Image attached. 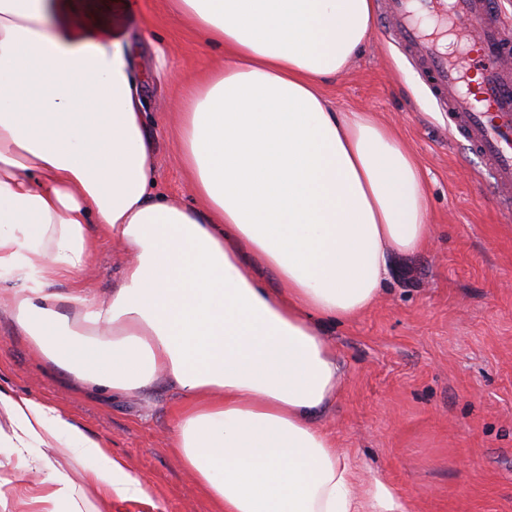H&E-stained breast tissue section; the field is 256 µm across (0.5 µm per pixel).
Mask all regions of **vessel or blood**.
Returning <instances> with one entry per match:
<instances>
[{"label":"vessel or blood","mask_w":512,"mask_h":512,"mask_svg":"<svg viewBox=\"0 0 512 512\" xmlns=\"http://www.w3.org/2000/svg\"><path fill=\"white\" fill-rule=\"evenodd\" d=\"M394 41L445 107L449 129L479 154L504 210L512 209V23L493 0H385ZM435 21V32L422 25ZM454 36L461 52L441 43Z\"/></svg>","instance_id":"vessel-or-blood-1"}]
</instances>
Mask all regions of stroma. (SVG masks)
<instances>
[{"mask_svg":"<svg viewBox=\"0 0 512 512\" xmlns=\"http://www.w3.org/2000/svg\"><path fill=\"white\" fill-rule=\"evenodd\" d=\"M116 23L138 48L133 70L143 79L145 122L156 143V190L185 200L181 89L155 74L147 41L166 43L173 67L184 72L219 64L224 51L201 46L166 0H129ZM386 31L376 19L362 54L324 91L340 111L375 113L409 145L426 173L435 240L427 251L395 258L369 311L329 327L344 374L320 424L355 466L383 475L411 512H512V216ZM91 239L88 271L56 281L53 291L111 296L125 252L99 234ZM0 390L66 412L143 479L152 505L117 501L113 512H213L170 446L179 398L166 379L144 394L77 387L49 369L0 310Z\"/></svg>","mask_w":512,"mask_h":512,"instance_id":"1","label":"stroma"}]
</instances>
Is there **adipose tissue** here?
<instances>
[{"instance_id":"adipose-tissue-1","label":"adipose tissue","mask_w":512,"mask_h":512,"mask_svg":"<svg viewBox=\"0 0 512 512\" xmlns=\"http://www.w3.org/2000/svg\"><path fill=\"white\" fill-rule=\"evenodd\" d=\"M224 59L176 73L189 207L154 193L133 45L95 0H0V273L12 323L54 370L115 393L166 377L171 446L214 512H410L319 425L342 362L327 325L369 310L395 254L434 238L421 164L323 92L371 36L373 0H167ZM121 244L110 298L52 282ZM270 271L268 287L251 269ZM0 449L37 512L146 499L58 408L0 390ZM66 455L87 462L81 476ZM90 486L96 502L76 490Z\"/></svg>"}]
</instances>
